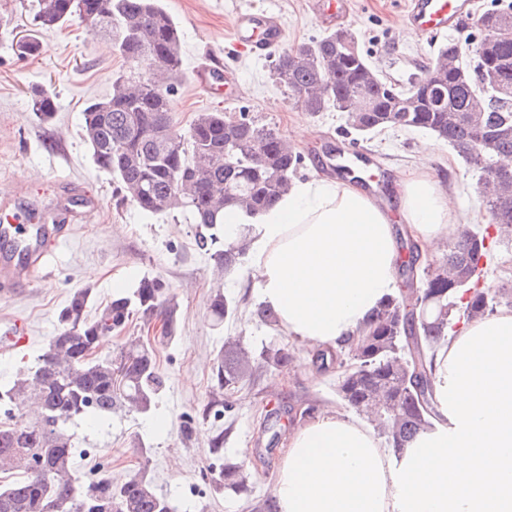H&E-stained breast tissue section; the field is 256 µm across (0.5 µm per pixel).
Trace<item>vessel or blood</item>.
I'll use <instances>...</instances> for the list:
<instances>
[{"label": "vessel or blood", "mask_w": 512, "mask_h": 512, "mask_svg": "<svg viewBox=\"0 0 512 512\" xmlns=\"http://www.w3.org/2000/svg\"><path fill=\"white\" fill-rule=\"evenodd\" d=\"M471 0H408L407 22L413 32L432 42L454 31L468 17ZM315 13L327 24L339 23L345 16L347 0H312ZM232 39L238 48L249 54L261 55L281 46L285 39L282 20L267 10L246 9L236 15ZM223 70L219 57L211 56L194 69L201 90L211 95H223L233 100L232 90L223 89L214 77ZM13 197L0 191V243L10 247L8 255L0 257V287L26 286L49 275L50 264L42 239L49 229L43 224H28L23 214L10 210ZM31 340L29 326L24 319H15L0 335V355L25 347Z\"/></svg>", "instance_id": "b4317fda"}]
</instances>
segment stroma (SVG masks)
Here are the masks:
<instances>
[{
	"mask_svg": "<svg viewBox=\"0 0 512 512\" xmlns=\"http://www.w3.org/2000/svg\"><path fill=\"white\" fill-rule=\"evenodd\" d=\"M32 0H0V183L20 188L16 203L37 224H64L63 238H47L52 273L33 285L0 292V323L27 319L31 344L12 359L0 358V386L18 370L36 366L58 328V314L71 294L90 289L88 316L118 292H131L142 278L159 277L170 286L180 306L174 341L160 347L157 362L167 377L166 391L147 415L113 410L105 423L91 418L71 427L77 448L74 466L81 478L105 475L120 481L140 467L159 493L180 512H243L242 499L215 491L210 483L212 460L207 443L214 425L224 429V454L247 462V472L260 497L270 496L280 454L289 430L304 424L303 411L341 408L336 376L312 373L307 350L293 346L289 371L266 374L240 386L225 403L217 421L199 420L197 434L184 441L183 416L197 417L207 403L213 359L225 337L239 336L253 352L288 343L279 331L262 325L255 311L259 283L249 272V259L226 276H218L213 256L197 244L198 228L180 212L148 214L121 199L116 185L95 165L82 123L85 104L111 95L122 74L143 73L142 64L126 63L111 49L110 38L88 22L72 20L35 32ZM177 21L183 46V74L173 92L175 120L187 128L197 113L211 110L235 116L247 112L261 125L276 128L301 153L296 177H334L331 155L352 144L339 112L312 114L297 107L285 87L271 75L275 53L263 57L238 53L232 37L235 14L249 7L273 10L282 17L287 45L321 37L326 29L309 8V0H163ZM407 0H351L343 23L357 34L361 51L388 80L404 84L421 77L434 53L419 36H401ZM37 34L44 45L36 57L20 54L19 41ZM227 63L239 98L232 103L213 98L193 81L203 54ZM52 93L58 110L52 122L36 119L31 88ZM309 130L298 138V126ZM375 155L369 172L384 199H393L397 174L425 167L457 189L465 215L488 223L472 175L447 144L421 130L389 128L365 140ZM240 304L241 317L214 326L210 304L216 292Z\"/></svg>",
	"mask_w": 512,
	"mask_h": 512,
	"instance_id": "35a3bbf8",
	"label": "stroma"
}]
</instances>
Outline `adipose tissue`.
Instances as JSON below:
<instances>
[{
  "label": "adipose tissue",
  "mask_w": 512,
  "mask_h": 512,
  "mask_svg": "<svg viewBox=\"0 0 512 512\" xmlns=\"http://www.w3.org/2000/svg\"><path fill=\"white\" fill-rule=\"evenodd\" d=\"M397 185L394 213L352 184L312 178L258 215L225 214V239L247 237L260 298L290 341L339 349L396 296L395 224L425 253L457 238L456 192L422 169ZM433 384L438 416L398 456L367 422L336 411L289 431L277 512H512V310L439 347Z\"/></svg>",
  "instance_id": "obj_1"
}]
</instances>
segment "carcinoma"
I'll list each match as a JSON object with an SVG mask.
<instances>
[{"label":"carcinoma","instance_id":"carcinoma-1","mask_svg":"<svg viewBox=\"0 0 512 512\" xmlns=\"http://www.w3.org/2000/svg\"><path fill=\"white\" fill-rule=\"evenodd\" d=\"M34 2L33 20L41 29L79 18L110 36L125 60H154L153 72L119 76L110 97L83 110V136L95 164L139 210L189 213L209 232L200 239L206 247L220 242L224 213L255 215L289 191L302 156L275 129L244 112L233 118L218 110L198 113L186 129L176 126L172 93L182 75V41L162 0ZM491 14L501 24L476 45L477 65L450 39L407 87L380 75L346 29L286 48L275 61L276 81L305 111L340 112L347 133L363 138L387 128L425 131L493 183L482 195L489 223L462 225L438 263L421 264L417 246L406 244L400 275L407 292L373 314L356 344L315 356L324 366L336 364L343 404L366 417L396 452L437 417L431 382L436 348L459 326L493 313L497 299L512 303V290L480 287L483 265L494 258L492 244L512 233V188L502 193L495 181L504 170L500 160L512 156V109L501 105L512 100V6ZM30 102L41 121L53 120L52 94L34 89ZM247 250L242 238L224 244L214 258L229 272ZM89 297L88 288L72 295L34 374L21 370L0 387V512H176L145 468L120 483L103 476L81 480L69 428L88 415L104 420L118 404L141 414L156 408L167 386L157 350L175 338L179 305L160 278L140 280L132 294L113 298L92 319ZM210 313L219 325L238 317L239 306L218 292ZM135 315L144 335L99 353ZM157 321L163 328L152 336ZM291 360L285 346L269 347L257 360L241 337L225 338L203 416L219 414L224 391ZM378 404L386 410L374 409ZM208 451L220 461L212 478L217 489L242 496L248 512H275L271 499L252 497L245 461L224 458V431L210 436Z\"/></svg>","mask_w":512,"mask_h":512}]
</instances>
